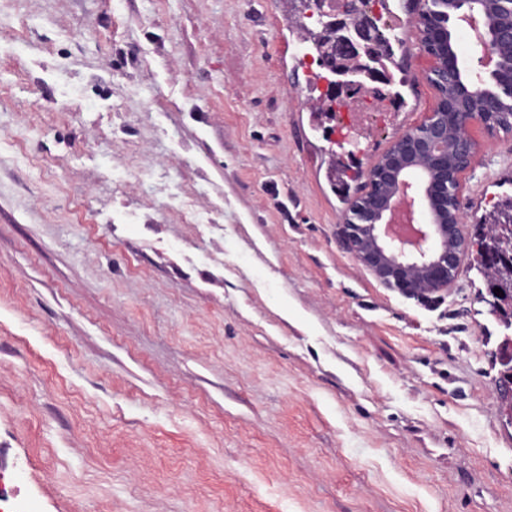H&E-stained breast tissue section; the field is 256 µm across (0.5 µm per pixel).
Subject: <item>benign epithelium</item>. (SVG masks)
I'll return each instance as SVG.
<instances>
[{"label": "benign epithelium", "instance_id": "1", "mask_svg": "<svg viewBox=\"0 0 512 512\" xmlns=\"http://www.w3.org/2000/svg\"><path fill=\"white\" fill-rule=\"evenodd\" d=\"M419 0L413 17L425 57L424 78L435 90L432 112L396 135L366 170L367 191L349 205L343 245L381 284L410 297L449 290L467 249L459 204L461 177L480 145L472 135L479 123L488 131L497 120L512 122V65L501 50H512V0ZM331 16L341 29L336 56H352L373 41L371 12L343 0ZM473 31L481 48L478 67L461 61L456 34ZM499 412L512 424V373L500 375Z\"/></svg>", "mask_w": 512, "mask_h": 512}]
</instances>
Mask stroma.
<instances>
[{"label": "stroma", "mask_w": 512, "mask_h": 512, "mask_svg": "<svg viewBox=\"0 0 512 512\" xmlns=\"http://www.w3.org/2000/svg\"><path fill=\"white\" fill-rule=\"evenodd\" d=\"M301 0H0V512H512L503 334L464 254L384 287L341 243L422 121L313 112ZM472 133L467 225L512 196Z\"/></svg>", "instance_id": "1"}]
</instances>
